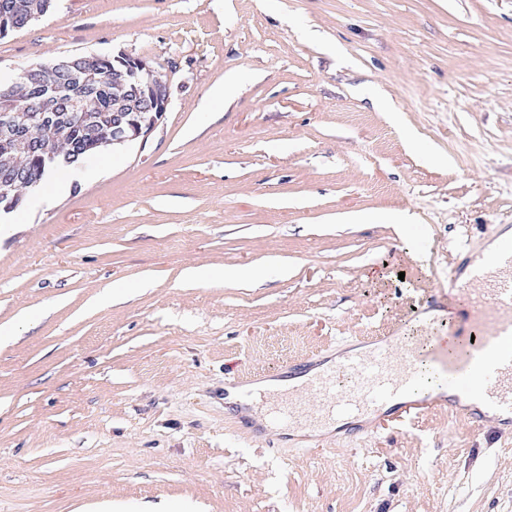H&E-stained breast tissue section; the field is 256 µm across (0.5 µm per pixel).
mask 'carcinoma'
<instances>
[{
    "label": "carcinoma",
    "instance_id": "carcinoma-1",
    "mask_svg": "<svg viewBox=\"0 0 512 512\" xmlns=\"http://www.w3.org/2000/svg\"><path fill=\"white\" fill-rule=\"evenodd\" d=\"M10 14L9 32L27 26L37 16L53 7V0H4ZM7 32V33H9ZM0 29V38L7 36ZM43 79L26 86L0 84V105L10 106L27 96L44 93L45 83H54L60 91L44 99V112L34 115L33 132L42 140L43 156L30 154L16 147L4 130L0 129V181L9 180L17 168L40 183L59 165H75L112 144V113L143 112L146 103L128 93L131 81L124 66L116 61L101 62L95 73L96 81L90 88V108L75 120L67 111L64 89L78 72L65 58L62 63L42 67Z\"/></svg>",
    "mask_w": 512,
    "mask_h": 512
}]
</instances>
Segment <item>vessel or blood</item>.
I'll return each instance as SVG.
<instances>
[{
	"label": "vessel or blood",
	"instance_id": "obj_1",
	"mask_svg": "<svg viewBox=\"0 0 512 512\" xmlns=\"http://www.w3.org/2000/svg\"><path fill=\"white\" fill-rule=\"evenodd\" d=\"M448 292L459 303L448 332L462 347L452 357L434 347L433 359L454 383H476L474 396L480 406L470 410L471 419L482 421V408L488 405L503 424L512 425V241L499 245L487 262L467 264L463 273L454 274ZM417 354L402 337H376L370 349L345 354L340 367L316 371L302 389H289L269 413L285 425L308 427L342 414L379 415L389 399L411 391ZM343 371L355 378L345 391L336 383ZM306 391L318 397L315 409L304 407Z\"/></svg>",
	"mask_w": 512,
	"mask_h": 512
}]
</instances>
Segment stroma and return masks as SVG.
I'll return each instance as SVG.
<instances>
[{
  "mask_svg": "<svg viewBox=\"0 0 512 512\" xmlns=\"http://www.w3.org/2000/svg\"><path fill=\"white\" fill-rule=\"evenodd\" d=\"M121 52L168 88L147 142L0 216V512H512V426L445 373L299 438L224 401L447 335L413 298L512 228V0H57L0 73Z\"/></svg>",
  "mask_w": 512,
  "mask_h": 512,
  "instance_id": "obj_1",
  "label": "stroma"
}]
</instances>
